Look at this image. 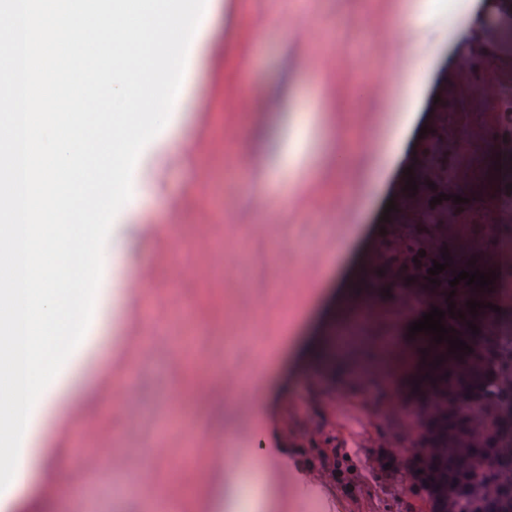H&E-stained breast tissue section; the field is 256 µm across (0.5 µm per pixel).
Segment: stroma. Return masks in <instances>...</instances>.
<instances>
[{"label": "stroma", "mask_w": 512, "mask_h": 512, "mask_svg": "<svg viewBox=\"0 0 512 512\" xmlns=\"http://www.w3.org/2000/svg\"><path fill=\"white\" fill-rule=\"evenodd\" d=\"M178 120L153 146L170 161L143 198L144 232L114 260L122 300L106 311L66 401L73 446L37 473L35 512H214L225 467L273 460L285 512H427L401 461L416 436L402 396L425 311L395 272L437 242L496 271L512 237V0L427 67V132L410 172L377 182L379 148L403 123L409 71L397 0H228ZM326 121L293 198L295 124ZM442 185L423 184L424 172ZM433 198L411 208L407 179ZM394 210H387V203ZM364 365L312 354L356 266ZM128 369L109 383L117 348ZM271 373L259 382L262 357Z\"/></svg>", "instance_id": "stroma-1"}]
</instances>
